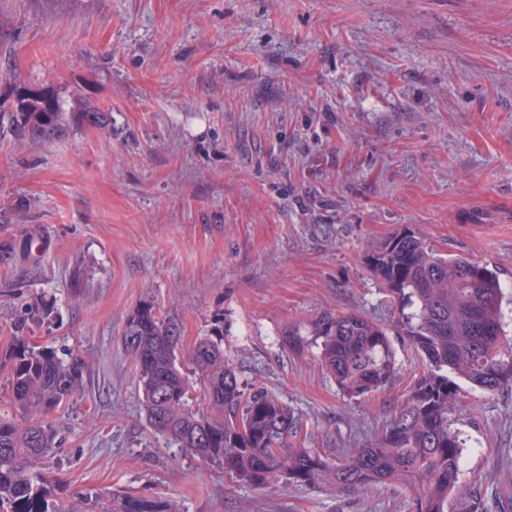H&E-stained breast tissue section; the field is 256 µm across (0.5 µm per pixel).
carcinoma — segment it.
I'll use <instances>...</instances> for the list:
<instances>
[{"label": "carcinoma", "instance_id": "cac0c4a2", "mask_svg": "<svg viewBox=\"0 0 512 512\" xmlns=\"http://www.w3.org/2000/svg\"><path fill=\"white\" fill-rule=\"evenodd\" d=\"M104 126L111 114L90 104L78 111L53 89L20 86L0 102V137L50 142L67 132L74 113ZM35 240L0 239V262L17 251L31 255ZM386 288L391 324L358 312H323L280 333L288 352L319 359L341 393L364 399L392 382L399 363L390 336L408 341L422 371L397 404L390 423L362 448L332 461L292 439L300 418L261 384L247 387L224 359L223 339L206 337L183 352L181 326L148 299L130 312L121 340L134 360L143 410L153 430L210 461L243 484L281 483L331 488L353 495L396 485L412 512H448L456 496L462 512H484L460 481L466 440L453 412L467 388L498 393L512 385V343L497 273L470 257L445 255L417 232L401 228L364 255ZM189 361L201 383V407L190 404ZM8 368L15 415L0 416V512H57L44 459L61 447L49 415L68 405L82 386L78 356L30 342L24 336L0 353ZM112 512H174L161 498L133 492L112 497Z\"/></svg>", "mask_w": 512, "mask_h": 512}]
</instances>
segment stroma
Returning <instances> with one entry per match:
<instances>
[{"mask_svg": "<svg viewBox=\"0 0 512 512\" xmlns=\"http://www.w3.org/2000/svg\"><path fill=\"white\" fill-rule=\"evenodd\" d=\"M20 83L112 113L0 139V237L38 242L0 264V351L23 332L83 362L44 463L59 512L120 490L177 512H408L396 486L254 489L170 444L124 320L149 299L184 348L223 332L242 382L301 416L302 447L366 445L414 349L395 341V381L354 400L278 334L326 311L389 322L363 256L406 226L512 296V0H0V101ZM455 417L462 482L512 494V389L470 391Z\"/></svg>", "mask_w": 512, "mask_h": 512, "instance_id": "35a3bbf8", "label": "stroma"}]
</instances>
